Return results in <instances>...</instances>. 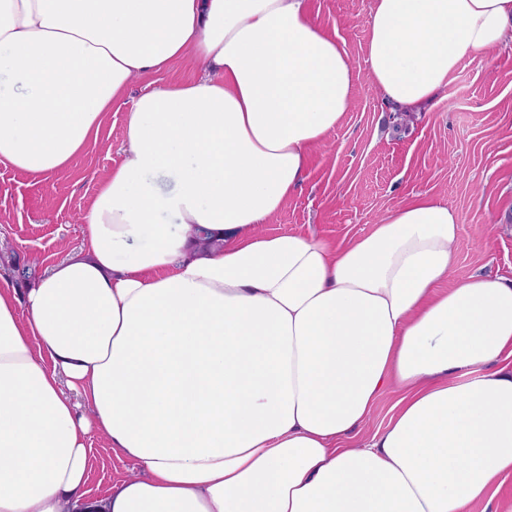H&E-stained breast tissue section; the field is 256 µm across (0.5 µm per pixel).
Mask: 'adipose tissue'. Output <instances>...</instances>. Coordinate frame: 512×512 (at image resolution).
I'll return each mask as SVG.
<instances>
[{"label":"adipose tissue","mask_w":512,"mask_h":512,"mask_svg":"<svg viewBox=\"0 0 512 512\" xmlns=\"http://www.w3.org/2000/svg\"><path fill=\"white\" fill-rule=\"evenodd\" d=\"M510 42L512 0H374L364 54L413 110ZM177 62L198 78L167 80ZM147 73L83 248L0 277V512H488L512 279L451 282L456 209L420 194L339 244L256 233L353 97L307 0H0V165L66 171ZM94 434L137 469L101 497ZM399 399L396 392H388L376 404L370 422L363 428L362 434L373 433L385 427L391 416L395 413V404Z\"/></svg>","instance_id":"obj_1"}]
</instances>
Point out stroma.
<instances>
[{
	"label": "stroma",
	"instance_id": "1",
	"mask_svg": "<svg viewBox=\"0 0 512 512\" xmlns=\"http://www.w3.org/2000/svg\"><path fill=\"white\" fill-rule=\"evenodd\" d=\"M372 0H309L310 14L346 50L355 89L343 124L314 150L305 185L262 226L265 234L298 233L336 242L368 232L388 210L427 193L460 217L454 280L475 272L512 277V46L464 62L449 96L419 112L387 106L370 86L365 64ZM137 78L127 101L113 105L96 142L49 180L0 165V276L19 265L32 274L79 250L81 221L95 177L122 159L126 112L153 82ZM87 488L106 494L134 464L92 440Z\"/></svg>",
	"mask_w": 512,
	"mask_h": 512
}]
</instances>
